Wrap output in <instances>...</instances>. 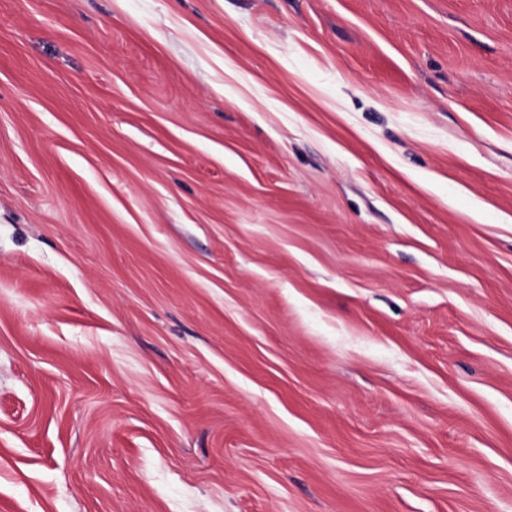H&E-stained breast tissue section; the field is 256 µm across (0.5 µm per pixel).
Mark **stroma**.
Masks as SVG:
<instances>
[{"mask_svg": "<svg viewBox=\"0 0 512 512\" xmlns=\"http://www.w3.org/2000/svg\"><path fill=\"white\" fill-rule=\"evenodd\" d=\"M0 512H512V0H0Z\"/></svg>", "mask_w": 512, "mask_h": 512, "instance_id": "obj_1", "label": "stroma"}]
</instances>
